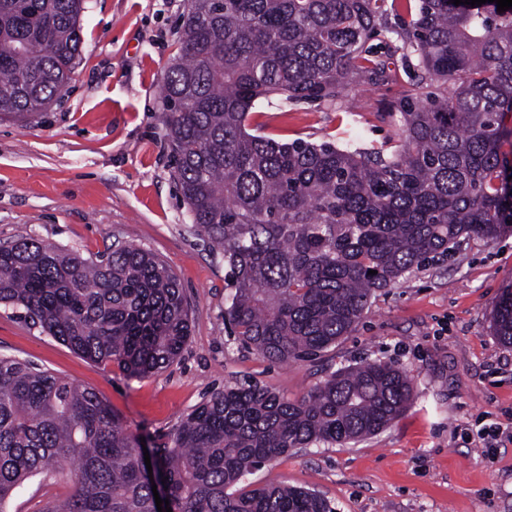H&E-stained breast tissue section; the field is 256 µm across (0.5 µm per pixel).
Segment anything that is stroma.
Instances as JSON below:
<instances>
[{
  "label": "stroma",
  "instance_id": "obj_1",
  "mask_svg": "<svg viewBox=\"0 0 512 512\" xmlns=\"http://www.w3.org/2000/svg\"><path fill=\"white\" fill-rule=\"evenodd\" d=\"M190 0H87L82 52L64 95L18 121L0 117V243L26 236L92 257L114 241L150 250L178 276L191 333L166 368L132 377L76 354L0 309V357L25 359L93 389L146 447L169 440L215 392L255 384L295 399L364 360L406 371L415 396L381 432L343 446L295 449L252 481L308 488L336 512H512V443L486 455L479 425L512 426V346L491 322L512 289V233L471 243L371 298L351 335L313 361L279 363L224 328V262L191 229L174 176L163 84ZM396 81L345 112L320 103L259 102L252 126L275 140L380 146L396 137ZM71 492L35 477L9 512H44Z\"/></svg>",
  "mask_w": 512,
  "mask_h": 512
}]
</instances>
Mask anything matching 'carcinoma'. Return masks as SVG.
Here are the masks:
<instances>
[{"label": "carcinoma", "mask_w": 512, "mask_h": 512, "mask_svg": "<svg viewBox=\"0 0 512 512\" xmlns=\"http://www.w3.org/2000/svg\"><path fill=\"white\" fill-rule=\"evenodd\" d=\"M85 2L0 0V115L40 112L66 89ZM182 28L163 86L174 175L191 228L224 260V325L241 345L281 363L317 356L377 292L512 226V8L191 0ZM380 35L384 46L371 44ZM395 53L407 89L391 145L248 128L272 95L352 107L358 88L396 77ZM1 307L132 376L167 367L191 331L175 273L120 241L89 258L31 237L1 245ZM493 328L512 345V291ZM413 398L408 375L381 360L293 400L227 387L149 453L175 512H335L315 491L248 476L295 448L375 435ZM142 451L94 390L0 358V512L38 475L72 482L62 512H157Z\"/></svg>", "instance_id": "carcinoma-1"}]
</instances>
